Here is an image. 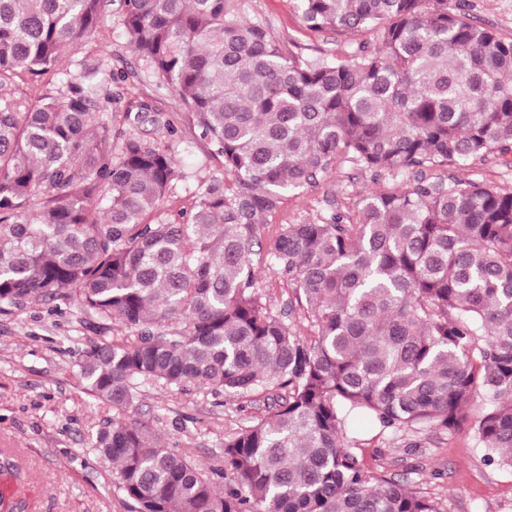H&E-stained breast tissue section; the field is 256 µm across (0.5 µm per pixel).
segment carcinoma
I'll return each mask as SVG.
<instances>
[{"mask_svg": "<svg viewBox=\"0 0 512 512\" xmlns=\"http://www.w3.org/2000/svg\"><path fill=\"white\" fill-rule=\"evenodd\" d=\"M242 0H124L125 35L223 158L180 221V172L125 115L101 112L94 69L33 108L0 96V303H74L99 339L86 390L118 413L95 448L131 512H441L363 470L347 423L419 433L468 426L512 470V192L427 182V168L512 152V41L466 0H297L313 31L371 33L344 57L283 51ZM104 0H0V92L93 36ZM341 160L405 179L358 220L286 224L270 251L312 336L255 292L259 227L281 196ZM235 181L229 191L225 178ZM137 333L109 335L112 320ZM271 393V414L203 471L122 411L145 384ZM482 411L469 420L474 397Z\"/></svg>", "mask_w": 512, "mask_h": 512, "instance_id": "obj_1", "label": "carcinoma"}]
</instances>
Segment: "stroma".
<instances>
[{
  "label": "stroma",
  "mask_w": 512,
  "mask_h": 512,
  "mask_svg": "<svg viewBox=\"0 0 512 512\" xmlns=\"http://www.w3.org/2000/svg\"><path fill=\"white\" fill-rule=\"evenodd\" d=\"M468 13L498 37L512 40V0H467ZM248 17L266 22L272 38L283 48L315 59L342 56L366 33L339 35L315 32L303 23L295 0H243ZM100 33L85 45L63 52L55 71L35 78L14 76L10 93L26 105L62 89L67 75L82 66L122 74L111 86L108 111L114 126L124 116L148 104L151 122L139 134L149 144L173 143L183 180L164 199L163 213L190 211L201 182L223 173V160L212 155L187 117V107L172 89L159 86L123 35L122 9L106 6ZM179 130L169 141L166 124ZM430 182L453 178L480 181L512 190V165L497 154L468 163L435 167L425 172ZM396 185L349 162L339 163L316 185L283 195L278 208L261 226V247L255 257V286L268 308L296 326L305 336L313 330L307 309L298 305L287 276L272 267L268 251L282 225L315 222L336 212L357 216L367 195ZM78 306L52 309L38 299L0 304V459L20 472V479L0 475V495L22 502L24 512H130L118 491L113 466L93 447V438L114 414L110 404L90 395L76 363L93 334L82 324ZM272 401L259 392L225 396L205 386L185 390L146 385L125 417L156 439L179 448L206 470L223 466L220 448L226 437L268 416ZM349 431L357 440L354 453L361 467L408 484L433 498L441 512H512V471L484 459V452L467 430L453 433L380 435L378 425L356 417Z\"/></svg>",
  "instance_id": "1"
}]
</instances>
